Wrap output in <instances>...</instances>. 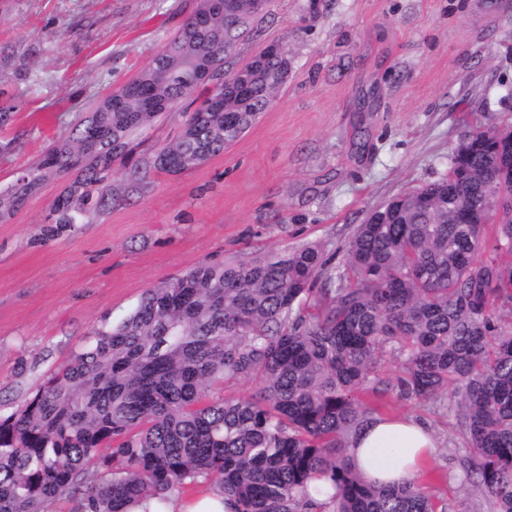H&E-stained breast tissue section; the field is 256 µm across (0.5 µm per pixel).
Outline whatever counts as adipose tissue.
I'll use <instances>...</instances> for the list:
<instances>
[{"label":"adipose tissue","mask_w":512,"mask_h":512,"mask_svg":"<svg viewBox=\"0 0 512 512\" xmlns=\"http://www.w3.org/2000/svg\"><path fill=\"white\" fill-rule=\"evenodd\" d=\"M436 448L433 430L425 422L404 416L368 424L350 445L354 467L365 480L379 485L412 481Z\"/></svg>","instance_id":"ef3b65f1"}]
</instances>
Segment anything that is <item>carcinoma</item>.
Here are the masks:
<instances>
[{
  "mask_svg": "<svg viewBox=\"0 0 512 512\" xmlns=\"http://www.w3.org/2000/svg\"><path fill=\"white\" fill-rule=\"evenodd\" d=\"M236 13L212 0V25L185 19L138 78L160 107L101 100L48 150L65 172L83 160L56 223L73 224L76 204L112 200V164L131 162V137L194 92L172 146L141 167L173 174V160L196 164L224 153L272 104L265 71L288 57L255 56L247 89L231 67L257 18L245 0ZM218 45L212 69L190 43ZM498 126L466 132L462 166L449 159L440 179L402 192L372 211L331 265L312 243L248 261L204 264L147 289L121 323L52 373L12 414L0 416V512H128L153 499L217 482L236 512H448L415 484L377 487L352 468L349 440L383 416L369 397L438 401L452 407L466 457L489 512H512V180L498 176L508 154ZM0 194V215L21 208L46 181L42 163ZM479 211L465 224L458 205ZM403 358L402 375L383 376L384 353ZM255 378L248 397L214 396L231 378ZM337 489L323 502L313 481Z\"/></svg>",
  "mask_w": 512,
  "mask_h": 512,
  "instance_id": "1",
  "label": "carcinoma"
}]
</instances>
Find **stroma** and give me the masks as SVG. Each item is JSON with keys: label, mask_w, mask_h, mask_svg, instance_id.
Here are the masks:
<instances>
[{"label": "stroma", "mask_w": 512, "mask_h": 512, "mask_svg": "<svg viewBox=\"0 0 512 512\" xmlns=\"http://www.w3.org/2000/svg\"><path fill=\"white\" fill-rule=\"evenodd\" d=\"M196 0H0V192L113 87L148 65ZM270 43L292 68L274 103L222 155L131 179L112 204L55 224L68 178L0 219V415L128 317L146 289L203 264L321 243L342 250L366 215L435 181L464 132L512 126V0H270L234 65ZM183 109L134 136L136 159L176 142ZM385 415L429 422L422 484L448 512H484L458 477L446 406L385 395Z\"/></svg>", "instance_id": "stroma-1"}]
</instances>
